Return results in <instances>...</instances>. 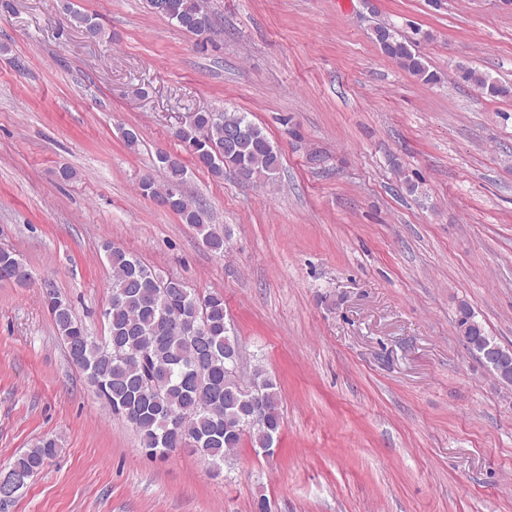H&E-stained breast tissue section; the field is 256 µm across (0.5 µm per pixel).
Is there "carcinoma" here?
Here are the masks:
<instances>
[{
    "label": "carcinoma",
    "mask_w": 512,
    "mask_h": 512,
    "mask_svg": "<svg viewBox=\"0 0 512 512\" xmlns=\"http://www.w3.org/2000/svg\"><path fill=\"white\" fill-rule=\"evenodd\" d=\"M148 4L153 12L193 35L211 28L199 0H148ZM65 10L74 26L93 38L102 36L92 16L71 5ZM411 30L406 35L394 24L381 23L373 27L370 39L384 56L414 77L436 83L437 73L418 50L429 34L416 26ZM457 73L462 82L491 97L512 96L511 85L471 67L460 65ZM176 137L184 151L216 178L231 168L244 182L272 181L280 167L279 149L246 112L197 111ZM156 169L160 176L139 183L141 194L168 200L169 209L182 223L198 230L210 251L224 253L226 235L207 224L205 205L178 191L188 175L182 155L158 153ZM103 248L112 270L110 299L103 311L108 335H91L51 284H46L45 291L72 364L86 375L110 414L132 426L150 455L189 448L218 467L237 452L246 433L253 447L274 455L282 425L277 383L261 364L250 378L239 375L234 361L239 345L226 321L223 293L214 290L201 295L180 279L161 276L110 242ZM0 280L19 285L30 280L16 252L0 249ZM455 324L458 329L474 324L481 337L494 341L465 303L458 305ZM254 383L260 388L267 418L264 425L250 429V404L243 391ZM58 452V440L44 437L17 457L8 467L10 475L19 480L13 492L27 486Z\"/></svg>",
    "instance_id": "obj_1"
}]
</instances>
